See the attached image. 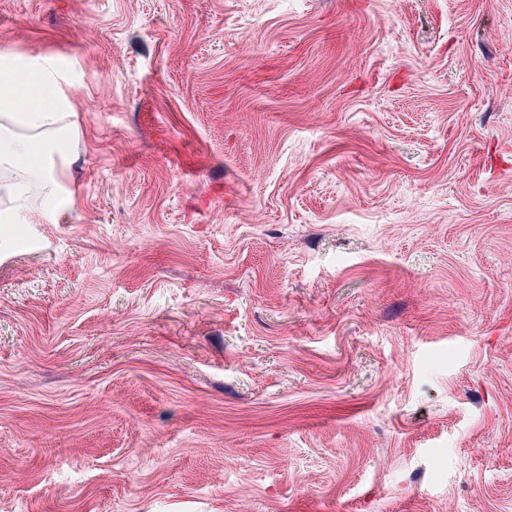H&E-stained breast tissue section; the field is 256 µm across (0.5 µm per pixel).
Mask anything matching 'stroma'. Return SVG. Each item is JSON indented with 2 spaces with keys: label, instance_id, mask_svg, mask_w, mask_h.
<instances>
[{
  "label": "stroma",
  "instance_id": "35a3bbf8",
  "mask_svg": "<svg viewBox=\"0 0 512 512\" xmlns=\"http://www.w3.org/2000/svg\"><path fill=\"white\" fill-rule=\"evenodd\" d=\"M80 108L0 224V512H512V0H0Z\"/></svg>",
  "mask_w": 512,
  "mask_h": 512
}]
</instances>
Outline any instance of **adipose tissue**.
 Returning <instances> with one entry per match:
<instances>
[{
  "label": "adipose tissue",
  "instance_id": "ef3b65f1",
  "mask_svg": "<svg viewBox=\"0 0 512 512\" xmlns=\"http://www.w3.org/2000/svg\"><path fill=\"white\" fill-rule=\"evenodd\" d=\"M64 74L53 58L18 57L10 45H0V171H18L14 180H0V224L18 223L29 209V189L38 186L45 203L33 221L55 224L74 204L63 166L77 130L78 113L64 87Z\"/></svg>",
  "mask_w": 512,
  "mask_h": 512
}]
</instances>
